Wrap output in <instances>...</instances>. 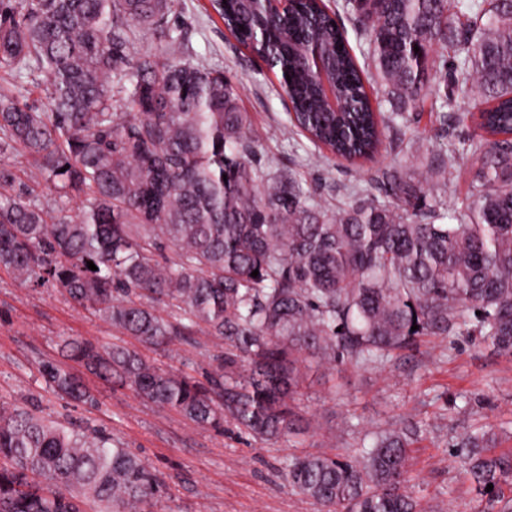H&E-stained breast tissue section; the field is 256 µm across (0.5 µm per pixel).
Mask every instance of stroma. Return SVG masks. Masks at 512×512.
Returning <instances> with one entry per match:
<instances>
[{"instance_id": "1", "label": "stroma", "mask_w": 512, "mask_h": 512, "mask_svg": "<svg viewBox=\"0 0 512 512\" xmlns=\"http://www.w3.org/2000/svg\"><path fill=\"white\" fill-rule=\"evenodd\" d=\"M170 27L187 44L195 65L222 71L243 91L254 159L273 171L292 170L321 204L336 208L350 188L384 197V169L409 166L416 146L439 153L460 151L441 196L448 210L465 203L476 166L465 147L474 130L459 122L472 103L456 94L447 119L423 112L391 129L376 159L354 166L326 156L308 165L311 144L288 127V105L278 76L240 45L225 28L211 0H176ZM101 344L122 334L72 303L55 288H29L0 266V400L28 404L47 418L91 424L137 454L165 485L162 512H313L288 484L285 464L295 453L327 450L351 455L365 434L411 431L413 485L428 512H482L485 500L461 475L453 447L469 429L492 427L497 452L512 451V357L477 336H431L396 357L372 365L353 362L327 370L306 366L297 397L302 434L270 445L231 423L199 426L174 410L138 398L130 389L91 380L96 405H75L57 396L37 362L59 355L62 338ZM212 339L198 328L191 340L147 351L150 360L201 377Z\"/></svg>"}]
</instances>
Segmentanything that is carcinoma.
I'll use <instances>...</instances> for the list:
<instances>
[{"instance_id":"1","label":"carcinoma","mask_w":512,"mask_h":512,"mask_svg":"<svg viewBox=\"0 0 512 512\" xmlns=\"http://www.w3.org/2000/svg\"><path fill=\"white\" fill-rule=\"evenodd\" d=\"M174 2L0 0V74L46 73L50 106L0 86V155L22 152L35 169L31 187L0 168V266L30 287L59 289L148 347L201 325L214 339L201 380L114 343L66 339V357L200 426L230 418L271 441L300 431L291 402L301 363H381L421 336H479L512 355V0L489 9L349 2L368 31L366 69L324 0H293L275 16L213 0L242 46L291 77V124L350 162L372 159L410 112L448 119V85L432 73L448 72L453 50L454 72L474 95L466 152L477 172L450 223L433 191L448 181L454 150L416 157L421 179L383 172L396 201L354 190L337 212L291 173L255 165L240 87L183 60L185 44L168 26ZM147 35L163 52L131 55ZM314 45L329 60L337 112L327 111L305 62ZM40 186L54 193L51 224ZM39 373L59 395L93 403L59 363L43 361ZM369 438L354 459L293 456L289 483L316 512H424L409 492L411 438L402 430ZM493 441L471 431L454 456L487 512H512L502 493L512 452H493ZM161 491L160 478L112 436L0 403V512H158Z\"/></svg>"}]
</instances>
